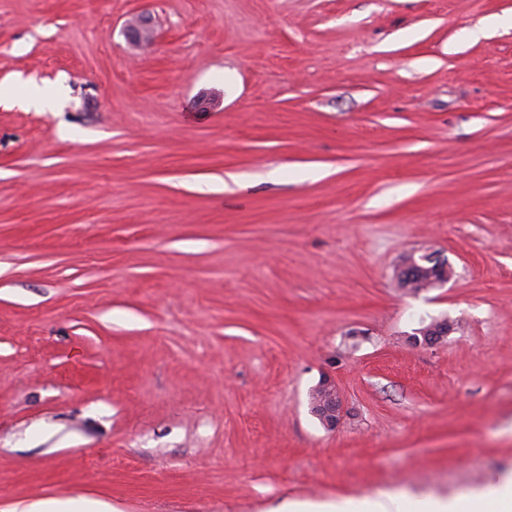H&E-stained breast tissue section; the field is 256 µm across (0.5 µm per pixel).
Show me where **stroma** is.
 <instances>
[{"label":"stroma","mask_w":512,"mask_h":512,"mask_svg":"<svg viewBox=\"0 0 512 512\" xmlns=\"http://www.w3.org/2000/svg\"><path fill=\"white\" fill-rule=\"evenodd\" d=\"M511 16L0 0V512H361L511 476ZM428 250L451 280L400 288ZM156 25L149 14H141L126 26V37L134 44L148 43L156 37ZM420 262H429L432 264L430 268L423 267ZM432 269L434 268L436 271H447L448 270V260L442 258L435 252H425L418 256L415 253H412L406 257V261L404 262L401 269L405 272L409 271H417L419 269ZM318 387L326 392L327 397L316 404L317 411L314 403L311 402L312 412L326 428L333 430L342 416V400L337 392L336 384L327 375L322 377ZM77 508L81 511L95 512L100 511L98 508L90 505H75L72 503H54V502H40L25 505L21 509L18 506L10 510V512H66Z\"/></svg>","instance_id":"35a3bbf8"}]
</instances>
